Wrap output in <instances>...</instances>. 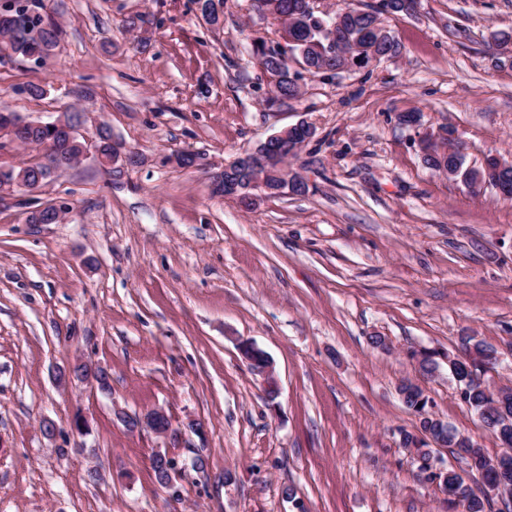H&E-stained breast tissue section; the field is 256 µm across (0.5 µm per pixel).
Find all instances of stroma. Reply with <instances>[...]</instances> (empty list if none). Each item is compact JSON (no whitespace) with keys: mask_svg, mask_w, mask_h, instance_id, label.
Wrapping results in <instances>:
<instances>
[{"mask_svg":"<svg viewBox=\"0 0 512 512\" xmlns=\"http://www.w3.org/2000/svg\"><path fill=\"white\" fill-rule=\"evenodd\" d=\"M41 2L61 41L43 64L0 52V110L81 111L83 136L107 124L141 162L108 173L89 157L0 194V512H450L400 445L419 419L397 387L415 380L437 417L503 453L448 358L475 337L496 358L486 381L512 386V201L429 168L419 141L447 127L468 164L512 160V51L492 41L512 32V0H420L384 20L399 58L305 76L278 109L252 44L279 25L253 0H228L216 27L193 0ZM138 12L156 26L130 30ZM302 120L305 194L248 208L213 192L225 162ZM186 151L197 167L178 165ZM48 202L64 220L30 223ZM243 340L272 359L276 399ZM91 363L109 392L72 377ZM155 408L180 437L123 421ZM158 450L180 467L174 490Z\"/></svg>","mask_w":512,"mask_h":512,"instance_id":"obj_1","label":"stroma"}]
</instances>
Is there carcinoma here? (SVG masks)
Segmentation results:
<instances>
[{
  "mask_svg": "<svg viewBox=\"0 0 512 512\" xmlns=\"http://www.w3.org/2000/svg\"><path fill=\"white\" fill-rule=\"evenodd\" d=\"M29 8L35 12L33 16L20 14L13 19L0 23V34L9 35L13 53L27 59L42 60L56 48L62 35V27L48 15L36 12L40 3L29 0ZM276 3V12L291 19L288 26L279 31V39L270 43L260 40L255 43V51L264 72L273 88V96L266 99V104L274 106L299 94V79L303 74H333L343 68V60L333 53L326 38L319 31V24L312 26L304 23L302 17L307 13V0H258L261 7ZM405 0H375L365 9L351 6L349 0H343L344 7L336 10V41L344 44H357L364 47L366 54L389 53L395 57L401 53V44L396 36L383 26V17L406 13ZM202 18L210 25L219 23L224 16L227 0H194ZM293 49L294 61L300 63L301 69H294L291 60L283 56L281 44ZM54 141L62 146L63 154L59 159L63 167L71 165L72 160L81 152V144L63 145L61 132L55 128L46 127L27 132L20 142ZM426 164L438 171L448 168L459 169L461 172L476 178L481 175L491 179H503L509 185L508 199H512V170L496 172L497 161L489 157L486 166L467 167L466 160L454 153H435L426 159ZM57 172L51 170L39 161L25 163L6 171L0 170V178L5 177L14 184L29 186L36 182L45 183ZM227 177L235 181L244 198H249L252 190L251 181L255 178V170L249 164H241ZM448 371L455 380L461 397L479 416L481 421L497 427L509 421L512 423V390L503 389L507 393L504 401H499L486 386L472 377V372L466 371V365L461 358H448ZM407 396L405 405L416 413L420 422V434L416 435L405 429L400 431L401 444L413 450L420 462L419 472L427 482H435L441 491L448 494V502L460 504L464 512H486L490 502L478 496L464 478L455 470L448 468L439 471L432 470L430 465L433 453L432 444L427 435L436 439H445L448 445L455 448L456 454L467 461L469 467L491 483L500 481L512 486V439H502L508 446L501 455L490 458L481 449L475 447L471 440L459 436L458 432L447 423L437 418L431 412L428 397L422 389L410 381L405 382Z\"/></svg>",
  "mask_w": 512,
  "mask_h": 512,
  "instance_id": "1",
  "label": "carcinoma"
}]
</instances>
